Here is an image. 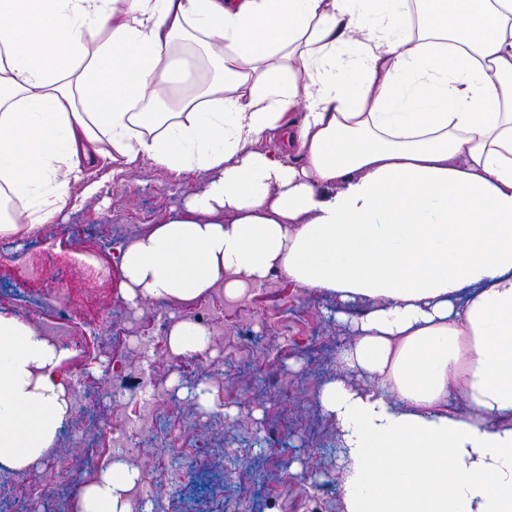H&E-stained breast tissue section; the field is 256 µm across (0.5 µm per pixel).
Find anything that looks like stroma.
I'll list each match as a JSON object with an SVG mask.
<instances>
[{
    "label": "stroma",
    "mask_w": 512,
    "mask_h": 512,
    "mask_svg": "<svg viewBox=\"0 0 512 512\" xmlns=\"http://www.w3.org/2000/svg\"><path fill=\"white\" fill-rule=\"evenodd\" d=\"M91 178L101 185L98 195L65 210L63 222L18 235L13 248L0 250V313L14 310L39 326L65 324L82 346L68 351L59 370L80 366L89 374L83 409L71 410L18 487L0 491V512H70L79 478L96 469L98 422L117 429L125 423L104 381L136 387L143 365L133 347L140 336L166 335L162 314L219 304L224 312L211 338L212 356L158 360L156 373L169 396L164 416L140 445L162 447L187 423L184 444L199 466L177 480L151 483L143 512H341L345 457L317 392L335 379L336 354L349 342L337 311L359 315L363 305L345 306L334 293L276 276L232 306L224 305L219 285L196 303L132 307L112 267L115 248L167 220L207 176L179 177L145 162L119 175L96 169ZM45 247L55 260L41 266ZM90 264L111 269V277H88ZM202 382L224 412L202 411L196 397Z\"/></svg>",
    "instance_id": "obj_1"
}]
</instances>
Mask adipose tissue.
<instances>
[{"label":"adipose tissue","instance_id":"ef3b65f1","mask_svg":"<svg viewBox=\"0 0 512 512\" xmlns=\"http://www.w3.org/2000/svg\"><path fill=\"white\" fill-rule=\"evenodd\" d=\"M183 40L213 78L170 107ZM144 162L208 179L118 248L132 304L275 273L366 304L318 393L342 512H512V0H0V239ZM168 346L210 332L183 317ZM65 355L0 314L1 466L53 445ZM133 485L105 461L73 512H132Z\"/></svg>","mask_w":512,"mask_h":512}]
</instances>
